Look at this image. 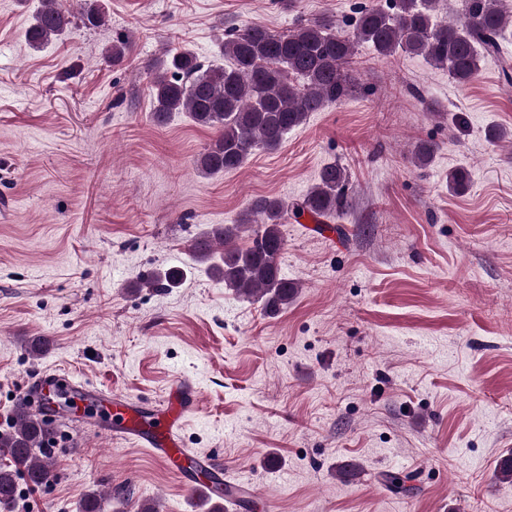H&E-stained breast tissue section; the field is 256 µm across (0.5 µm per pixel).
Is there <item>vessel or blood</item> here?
<instances>
[{
    "mask_svg": "<svg viewBox=\"0 0 512 512\" xmlns=\"http://www.w3.org/2000/svg\"><path fill=\"white\" fill-rule=\"evenodd\" d=\"M90 397L81 382L57 373L41 377L21 394L22 402L40 416L48 415L54 404L64 401L81 408ZM197 400L196 389L178 379L160 403L153 405L127 395L111 397L100 402L88 416L87 423L149 449L156 460L177 475L184 489L203 493L215 501L224 500L238 510L249 493L247 485L234 483L233 494L220 496L218 490L224 481V467L219 457L188 451L178 435L184 418Z\"/></svg>",
    "mask_w": 512,
    "mask_h": 512,
    "instance_id": "1",
    "label": "vessel or blood"
}]
</instances>
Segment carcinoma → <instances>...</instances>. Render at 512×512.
I'll use <instances>...</instances> for the list:
<instances>
[{
	"label": "carcinoma",
	"mask_w": 512,
	"mask_h": 512,
	"mask_svg": "<svg viewBox=\"0 0 512 512\" xmlns=\"http://www.w3.org/2000/svg\"><path fill=\"white\" fill-rule=\"evenodd\" d=\"M444 9L455 17L439 18ZM79 23L97 27L102 12L76 8L71 0H41L24 41L37 47ZM509 27L512 13L506 14L503 0H385L360 7L350 35L339 33L333 21L325 19L301 22L286 33L256 23L234 28L220 42L225 65L206 66L190 52L169 50L150 64L151 119L162 126L173 113L185 112L195 124L215 130L197 155V170L208 177L236 171L256 150L280 147L309 113L347 95L359 46L365 44L383 56L398 49L421 56L464 86L477 77L483 57L498 56L499 39ZM469 181L465 168L448 173V187L454 192L465 191ZM348 182L346 169L329 163L303 198L289 206L277 198H258L235 223L214 224L198 233L190 249L225 286L256 298L275 315L298 293L297 283L281 274V224L290 214L296 219L306 214L344 218L350 209ZM246 231L249 244L237 245L235 239ZM182 278V270L169 268L149 286L174 288ZM58 434L55 419L41 418L19 404L13 425L0 431V448L8 456V462L0 464L1 508L15 502L19 479L35 488L55 478ZM411 479L383 475L396 493L409 492L406 482Z\"/></svg>",
	"instance_id": "1"
}]
</instances>
